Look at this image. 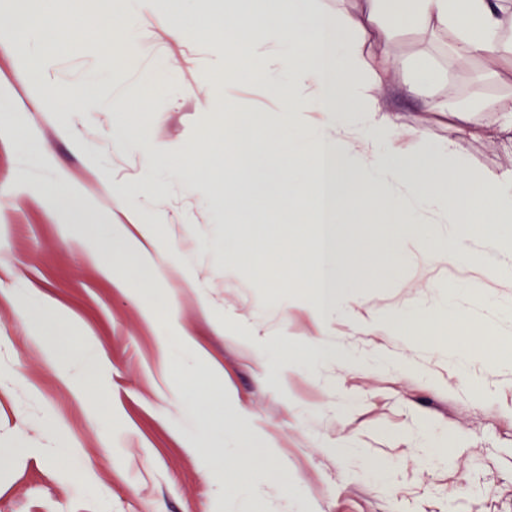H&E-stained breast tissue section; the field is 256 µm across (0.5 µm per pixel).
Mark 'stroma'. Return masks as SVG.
I'll list each match as a JSON object with an SVG mask.
<instances>
[{
	"label": "stroma",
	"instance_id": "obj_1",
	"mask_svg": "<svg viewBox=\"0 0 512 512\" xmlns=\"http://www.w3.org/2000/svg\"><path fill=\"white\" fill-rule=\"evenodd\" d=\"M212 45L197 35L184 42L188 72L175 73L166 90L147 101L163 118L155 138L196 148L203 132L223 123V115L201 111L190 94L194 78H222ZM165 56L144 38L138 57L117 72L101 51L79 50L59 62L63 103L84 83L101 90L104 111L89 113L80 127L88 150L46 126L26 131L23 146L0 135V213L6 217L0 222V512H251L255 503L262 512H512V332L504 330L512 324V280L486 285L467 267L441 265L433 272L437 287H424L411 258L398 252L404 225H376L372 237L382 259L367 272L369 287L357 289L359 300L387 313L405 305L437 307V320L451 333L382 340L347 324L341 341L350 365L306 366L287 397L277 382V343L309 334L293 291L257 278L250 257L261 242L243 239L221 211L199 215L205 200L179 173L167 175L166 209L175 221L160 225L158 247L185 240L184 261L210 306L188 307L183 289L160 278L155 285L167 311L152 324L137 305L139 280L123 292L112 288L70 229L25 205L32 184L60 171L81 175L93 162L118 175L135 172L140 150L113 138L106 108L135 92L144 68ZM365 59L387 71L389 89L366 92L410 130V152L448 142L452 116L428 111V104L489 110L512 97V62L498 77L477 79L455 68L421 32L401 35L386 57L366 45ZM420 65L441 78L405 96L402 88ZM27 146L48 153L52 167L16 169L12 160ZM456 152L476 175L512 174L511 143L463 136ZM191 212L198 213L197 223H178ZM12 294L38 298L47 314L66 317L60 352L41 349L32 325L9 302ZM446 301L451 311L444 314ZM183 325L197 350L177 344ZM462 333L480 334L504 360L471 348L469 376L460 379L449 352ZM198 352L200 371L218 369L214 389L233 400L221 413L227 455L237 453L238 414H249L278 444L276 464L300 496L284 498L268 485L221 496L214 475L179 443V436L193 435L194 424L166 395L177 369ZM77 356L97 361L108 399L63 378ZM344 438L351 441L348 454H329L328 445ZM61 442L75 450L67 467L52 460Z\"/></svg>",
	"mask_w": 512,
	"mask_h": 512
}]
</instances>
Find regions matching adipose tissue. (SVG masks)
<instances>
[{"instance_id":"obj_1","label":"adipose tissue","mask_w":512,"mask_h":512,"mask_svg":"<svg viewBox=\"0 0 512 512\" xmlns=\"http://www.w3.org/2000/svg\"><path fill=\"white\" fill-rule=\"evenodd\" d=\"M1 1L14 23L0 32V43L10 45V68L23 78L19 90L9 80L0 81L5 111L18 124L28 123L34 112L56 114L60 120L52 125L54 133H74L80 112L102 109L99 91L90 85L76 92L80 109L61 111L58 100L56 64L73 52L71 30L85 23V14L61 16V0ZM116 11L124 15L125 28L113 29ZM95 15L98 30L105 34L104 45L115 50L118 67L139 52L131 26L145 25L158 39L170 42L220 29L216 55L224 80L197 83L194 94L203 111L227 104L244 57L277 102L276 111L261 116L230 114L217 135L224 144L218 157L192 151L183 142H155L151 126L126 125L125 116L141 104L140 96L114 101L116 132L141 150L137 176L115 179L98 169L95 184L89 187L60 174L30 192V199L40 201L57 223L77 225L90 258L113 288L126 290L131 272L139 273L145 316H152L154 307L162 303L152 288L161 264L177 275L197 306L206 302L197 275L180 260L179 247L157 250L155 227L170 221L160 209L167 196L166 172H181L193 187L211 184L219 167L234 180L239 174L237 162L244 155L260 160L263 168L261 177L248 183V194H262L267 184L279 183L278 209L248 215L228 206L224 218L265 239L267 249L256 258L260 278H267L270 264H278L292 287L313 300L308 320L314 336L301 349L282 342V365L342 361L343 348L323 341L336 316H350L364 333L388 337L407 335L426 318L425 311L409 308L385 316L352 296L365 270L380 262L374 247L363 246L351 257L330 239L312 254L282 242L283 227L303 236L312 227L340 224L348 215L365 227L407 225L399 250L418 260L429 288L435 285L431 273L437 266L472 260L468 244L479 238L496 257L491 266L496 279L512 277V179L469 174L451 147L441 153L404 152L407 129L380 100L363 91L365 85L377 87L385 79L366 67L365 43L385 50L411 31L450 37L448 57L462 70L477 60L494 65L511 58L512 36L505 33L499 0H358L355 11L336 15L323 12L313 0H208L203 6L197 0H167L161 8L156 0H104ZM418 206L434 209L448 223L447 241H430L421 225L410 222L409 215ZM81 207L106 210L114 238L125 244L118 263L100 260L96 239L101 229L79 224ZM195 385L194 377H186L171 388L170 397L197 417L195 451L210 469L223 458L225 448L212 438L213 424L202 418L192 398ZM240 424L250 443L258 445L263 466L225 467L216 475L220 492L231 494L247 484L267 483L283 496L298 495V485L274 464L276 445L249 416H241Z\"/></svg>"}]
</instances>
